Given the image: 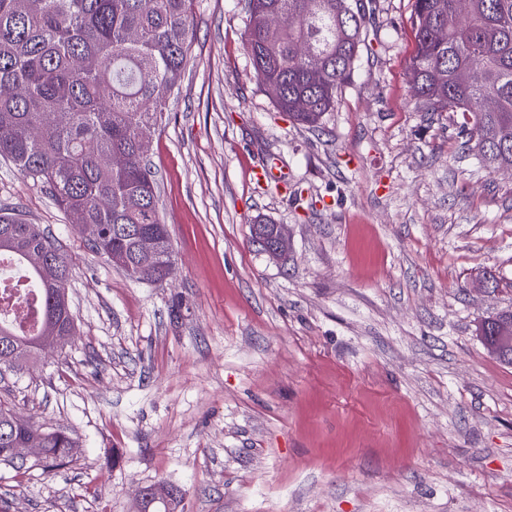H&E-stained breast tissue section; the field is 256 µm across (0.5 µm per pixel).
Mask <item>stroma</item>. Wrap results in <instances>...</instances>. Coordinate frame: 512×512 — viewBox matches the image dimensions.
<instances>
[{
	"mask_svg": "<svg viewBox=\"0 0 512 512\" xmlns=\"http://www.w3.org/2000/svg\"><path fill=\"white\" fill-rule=\"evenodd\" d=\"M246 9L196 0L151 136L166 283L93 253L0 159V208L73 258L76 327L71 347L5 373L0 399L78 444L54 479L0 467V512H138L159 482L183 489L177 512H512V365L476 331L512 311V174L461 157L452 120L417 111L415 0H370L318 128L259 85ZM254 165L282 184L252 181ZM259 218L287 225L286 261L253 243Z\"/></svg>",
	"mask_w": 512,
	"mask_h": 512,
	"instance_id": "stroma-1",
	"label": "stroma"
}]
</instances>
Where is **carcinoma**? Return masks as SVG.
<instances>
[{
    "instance_id": "1",
    "label": "carcinoma",
    "mask_w": 512,
    "mask_h": 512,
    "mask_svg": "<svg viewBox=\"0 0 512 512\" xmlns=\"http://www.w3.org/2000/svg\"><path fill=\"white\" fill-rule=\"evenodd\" d=\"M193 0H0V157L49 191L81 225L88 248L130 279L156 284L172 259L157 178L141 133L163 123L192 48ZM245 47L278 111L314 128L353 75L363 0H248ZM409 78L418 111L462 113L460 148L491 171L512 172V0H415ZM280 17L286 24L271 23ZM479 79L472 80L473 74ZM492 102L488 109L484 103ZM125 158L114 168L111 156ZM155 242L152 254L139 238ZM49 260L28 265L30 253ZM21 264L40 297L26 332L0 313V374L20 369L75 332L67 297L72 258L38 224L0 209V257ZM38 444L43 472L76 454L63 429L0 402V466L25 469L10 449ZM184 492L159 483L148 512H176Z\"/></svg>"
}]
</instances>
